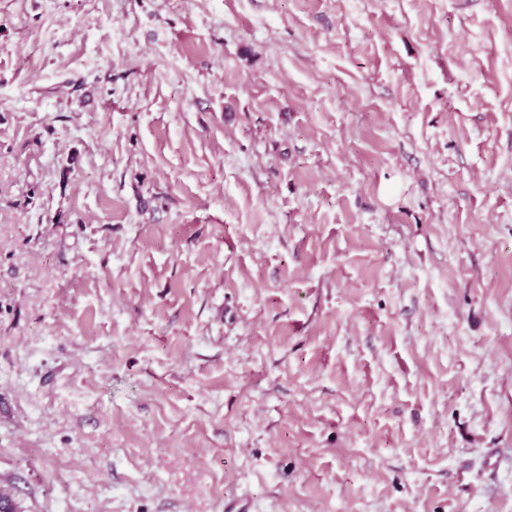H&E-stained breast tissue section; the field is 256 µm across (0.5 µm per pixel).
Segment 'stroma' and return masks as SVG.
Wrapping results in <instances>:
<instances>
[{
    "mask_svg": "<svg viewBox=\"0 0 512 512\" xmlns=\"http://www.w3.org/2000/svg\"><path fill=\"white\" fill-rule=\"evenodd\" d=\"M17 512H512V0H0Z\"/></svg>",
    "mask_w": 512,
    "mask_h": 512,
    "instance_id": "1",
    "label": "stroma"
}]
</instances>
